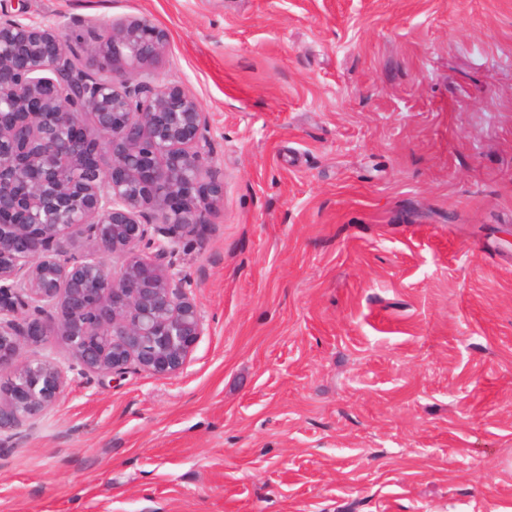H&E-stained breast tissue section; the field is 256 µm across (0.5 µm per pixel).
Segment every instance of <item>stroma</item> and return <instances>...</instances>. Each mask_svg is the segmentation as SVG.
Instances as JSON below:
<instances>
[{
    "instance_id": "obj_1",
    "label": "stroma",
    "mask_w": 512,
    "mask_h": 512,
    "mask_svg": "<svg viewBox=\"0 0 512 512\" xmlns=\"http://www.w3.org/2000/svg\"><path fill=\"white\" fill-rule=\"evenodd\" d=\"M144 17L224 186L175 259L184 370L85 378L0 445V512H512V0H0Z\"/></svg>"
}]
</instances>
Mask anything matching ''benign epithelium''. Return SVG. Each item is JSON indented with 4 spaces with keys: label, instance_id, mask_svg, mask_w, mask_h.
<instances>
[{
    "label": "benign epithelium",
    "instance_id": "7a95c632",
    "mask_svg": "<svg viewBox=\"0 0 512 512\" xmlns=\"http://www.w3.org/2000/svg\"><path fill=\"white\" fill-rule=\"evenodd\" d=\"M167 48L149 20H112L76 64L55 28L0 17L2 445L65 396L68 372L171 379L205 333L173 239L203 240L224 186L199 102L147 80ZM52 336L75 364L21 355Z\"/></svg>",
    "mask_w": 512,
    "mask_h": 512
}]
</instances>
